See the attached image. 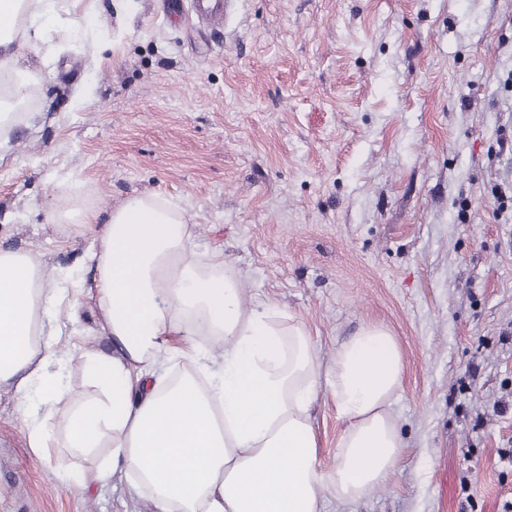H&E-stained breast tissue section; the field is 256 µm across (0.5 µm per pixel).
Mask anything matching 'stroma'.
<instances>
[{
    "mask_svg": "<svg viewBox=\"0 0 512 512\" xmlns=\"http://www.w3.org/2000/svg\"><path fill=\"white\" fill-rule=\"evenodd\" d=\"M76 34L21 46L43 91L0 139V237L91 281L93 235L58 230V186L106 219L176 202L248 304L287 309L323 360L386 325L404 361L390 480L325 512H512V0H237L216 29L180 0H64ZM85 301L62 331L111 351ZM328 468L344 429L314 407ZM0 387V512H140L59 487Z\"/></svg>",
    "mask_w": 512,
    "mask_h": 512,
    "instance_id": "stroma-1",
    "label": "stroma"
}]
</instances>
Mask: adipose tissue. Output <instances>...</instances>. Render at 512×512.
<instances>
[{"label": "adipose tissue", "instance_id": "adipose-tissue-1", "mask_svg": "<svg viewBox=\"0 0 512 512\" xmlns=\"http://www.w3.org/2000/svg\"><path fill=\"white\" fill-rule=\"evenodd\" d=\"M42 17L73 29L57 0H0V70L16 43L39 45ZM64 207L60 229L94 228L92 284L51 272L32 253L0 246V383L43 416L25 421L35 454L67 449L60 486H129L150 512H323L326 496L365 497L394 472L403 440L391 406L403 355L390 331L367 324L324 364L303 323L248 307L222 251L199 256L177 202L135 194L105 224ZM87 291L115 354L86 361L99 397L72 400L59 342L64 300ZM328 391L345 428L336 460L318 466L313 407Z\"/></svg>", "mask_w": 512, "mask_h": 512}]
</instances>
